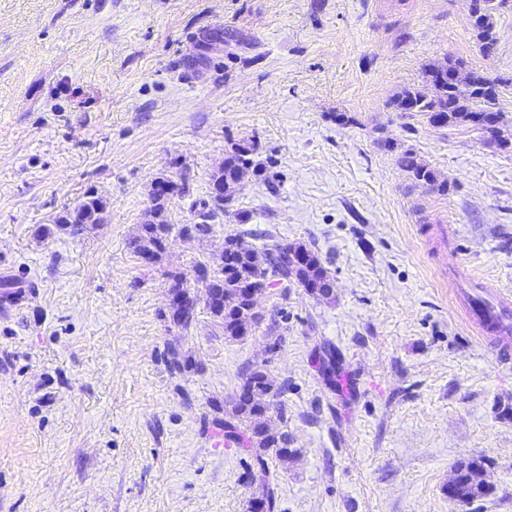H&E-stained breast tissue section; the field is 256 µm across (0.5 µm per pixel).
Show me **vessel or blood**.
<instances>
[{"mask_svg":"<svg viewBox=\"0 0 512 512\" xmlns=\"http://www.w3.org/2000/svg\"><path fill=\"white\" fill-rule=\"evenodd\" d=\"M470 324L480 334L490 335L501 364L512 363V294L482 286L465 298Z\"/></svg>","mask_w":512,"mask_h":512,"instance_id":"b4317fda","label":"vessel or blood"}]
</instances>
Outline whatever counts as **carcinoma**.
<instances>
[{
  "label": "carcinoma",
  "instance_id": "1",
  "mask_svg": "<svg viewBox=\"0 0 512 512\" xmlns=\"http://www.w3.org/2000/svg\"><path fill=\"white\" fill-rule=\"evenodd\" d=\"M470 24L477 32L480 42L495 41V15L489 11L482 15L469 14ZM448 66L460 73L469 87L468 95L459 96L455 88L448 85V74L432 66L426 71L428 89H407L398 94L392 102L395 110L401 112H422L427 116L429 124L442 127L453 123L472 122L471 103H495L498 90L497 84L474 72H466L460 64L448 61ZM257 150L253 141L238 143L224 157V168L217 171L212 180L224 182V199L202 203L197 212L198 221L183 224L179 233L184 237L206 236L212 231V222L226 211V204L232 200L234 188L238 185L244 171L254 169L261 175L262 168L256 164L252 156ZM398 164L412 174L413 178L444 192L446 183H437L435 173L428 168L410 150L398 157ZM188 189L186 173L179 179L168 180L165 195L159 204L151 209L155 219L140 224L138 233L129 246L145 263L158 262L165 251L166 241L172 225L156 218L165 210V205L172 198L183 195ZM105 210L104 202L92 190L88 191L83 200L73 208L64 211L57 220V228L67 230L76 236L87 226L96 225ZM237 236L224 238V247L220 254V263L213 268L203 262L196 263L192 274L183 272L170 274L172 286L177 295L183 298L184 304L169 309L170 323L187 329L197 316V306L189 304L192 298H199L197 289L211 296L205 303L209 313L219 319L224 328V335L240 339L248 333V328L258 322V317L248 312L249 303L245 288L252 286L265 289L269 286L268 276L281 281L296 279L306 290L322 298L333 295V279L322 260L312 249L304 244L281 245L273 244L258 252L254 249L243 250L236 245ZM274 398L273 385L266 373L257 366H249L242 373V382L232 401L230 419H216L224 428L227 436L241 439L238 425L245 426L247 431V447L259 450L256 454L258 477L266 487L261 498V505H252V512H275L276 497L274 489L269 487L270 468L262 453L271 451L275 457L288 461L297 455V450L288 447V433L276 431L268 423ZM482 462L471 459L460 464L454 471V494L452 498L460 501H474L489 493V489L480 481Z\"/></svg>",
  "mask_w": 512,
  "mask_h": 512
}]
</instances>
